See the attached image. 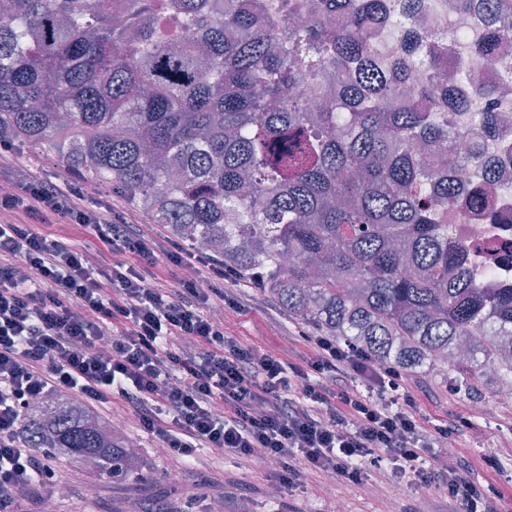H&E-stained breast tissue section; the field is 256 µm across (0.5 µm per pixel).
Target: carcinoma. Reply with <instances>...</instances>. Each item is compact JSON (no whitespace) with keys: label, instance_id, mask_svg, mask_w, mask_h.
<instances>
[{"label":"carcinoma","instance_id":"cac0c4a2","mask_svg":"<svg viewBox=\"0 0 512 512\" xmlns=\"http://www.w3.org/2000/svg\"><path fill=\"white\" fill-rule=\"evenodd\" d=\"M422 0H0V139L53 154L152 223L210 252L296 320L468 391L512 383V287L489 288L448 216L490 224L498 187L434 171L512 165L504 101L474 80L512 41L498 0H458L480 30L448 47L412 25ZM403 48L379 60L377 19ZM478 126L461 144L454 117ZM298 261L288 267L282 259ZM23 437L77 464L140 475L117 432L59 393Z\"/></svg>","mask_w":512,"mask_h":512}]
</instances>
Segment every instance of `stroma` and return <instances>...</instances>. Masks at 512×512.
Listing matches in <instances>:
<instances>
[{"instance_id":"35a3bbf8","label":"stroma","mask_w":512,"mask_h":512,"mask_svg":"<svg viewBox=\"0 0 512 512\" xmlns=\"http://www.w3.org/2000/svg\"><path fill=\"white\" fill-rule=\"evenodd\" d=\"M230 332L242 340L259 342L280 353L289 337L301 327L287 313L261 294H254L246 311L230 315ZM411 382L427 392L421 411L427 418L460 415L467 423L454 434L456 450L469 458L496 454L504 475L512 476V405L487 413L484 404L498 388L497 378L481 374L474 390L447 399L448 386L442 374L410 373ZM99 416L121 425L127 437L143 450L144 478L109 480L104 472H91L77 464L54 462L56 480L65 494L56 496V512H126L128 500L140 499L145 512H382L386 499L397 502L399 512H455L442 489H421L411 480L400 487L337 481L332 495L316 494L314 485L285 488L263 471L238 467L234 458H219L201 449L193 466L173 467L159 453L152 436L142 432L123 407L110 403L98 408ZM212 474L202 484L204 474Z\"/></svg>"}]
</instances>
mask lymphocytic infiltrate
Here are the masks:
<instances>
[{"mask_svg":"<svg viewBox=\"0 0 512 512\" xmlns=\"http://www.w3.org/2000/svg\"><path fill=\"white\" fill-rule=\"evenodd\" d=\"M53 216L84 228L112 261L43 234ZM160 265L185 276L174 286L149 281L146 269ZM237 281L208 252L88 205L77 179L13 178L0 194V512L58 491L51 452L22 436L28 406L58 391L121 403L186 464L197 449L220 448L248 467L275 460L270 475L287 486L409 475L446 490L457 512H496L512 492V481L498 484L497 457L442 466L435 451L453 427H426L401 370L330 336L305 334L312 355L293 363L230 334L227 313L244 310Z\"/></svg>","mask_w":512,"mask_h":512,"instance_id":"1","label":"lymphocytic infiltrate"}]
</instances>
